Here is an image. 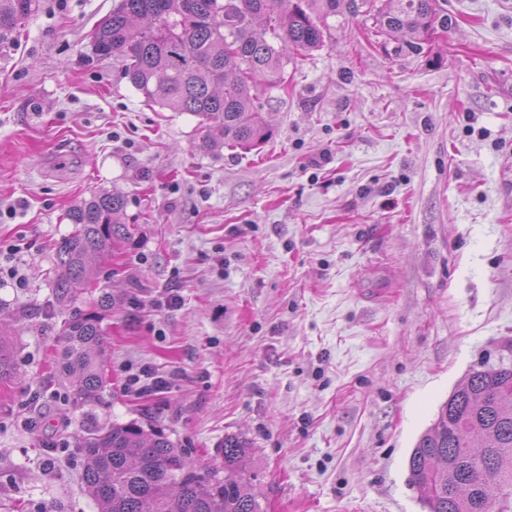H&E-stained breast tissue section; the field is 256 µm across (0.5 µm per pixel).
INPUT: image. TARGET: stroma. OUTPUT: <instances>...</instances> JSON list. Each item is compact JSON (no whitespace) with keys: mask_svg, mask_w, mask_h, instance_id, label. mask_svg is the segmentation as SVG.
<instances>
[{"mask_svg":"<svg viewBox=\"0 0 512 512\" xmlns=\"http://www.w3.org/2000/svg\"><path fill=\"white\" fill-rule=\"evenodd\" d=\"M119 2L41 0L0 55V331L18 367L0 512H97L78 441L133 420L206 466L245 438L264 512H423L412 449L512 342V0H448L455 27L420 53L364 14L328 18L266 90L272 134L248 153L202 151L209 124L92 53ZM102 190L139 233L102 266L107 384L77 405L52 380L59 333L97 295L59 305L49 271L68 210ZM144 367L170 388L128 389Z\"/></svg>","mask_w":512,"mask_h":512,"instance_id":"1","label":"stroma"}]
</instances>
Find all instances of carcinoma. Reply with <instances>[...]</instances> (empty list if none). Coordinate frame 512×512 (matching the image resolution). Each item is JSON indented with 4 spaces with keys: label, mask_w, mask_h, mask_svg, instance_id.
I'll return each instance as SVG.
<instances>
[{
    "label": "carcinoma",
    "mask_w": 512,
    "mask_h": 512,
    "mask_svg": "<svg viewBox=\"0 0 512 512\" xmlns=\"http://www.w3.org/2000/svg\"><path fill=\"white\" fill-rule=\"evenodd\" d=\"M367 5L377 35L410 37L419 53L455 25L448 0H120L91 46L122 59L148 103L214 123L222 145L250 150L270 136L264 89L277 86L293 55L324 43L323 20ZM39 0H0V54L38 9ZM126 202L98 191L73 206L72 231L55 253L54 292L78 301L98 283L99 261L134 240L122 221ZM112 293L60 329L56 377L72 401L95 400L106 385L101 323ZM17 373L14 345L0 335V385ZM82 480L98 512H262L244 464L247 443L224 439V467L192 466L186 449L135 421L92 431L80 441ZM425 512H512V360L471 370L439 410L409 457ZM495 488L498 495L484 493Z\"/></svg>",
    "instance_id": "1"
}]
</instances>
